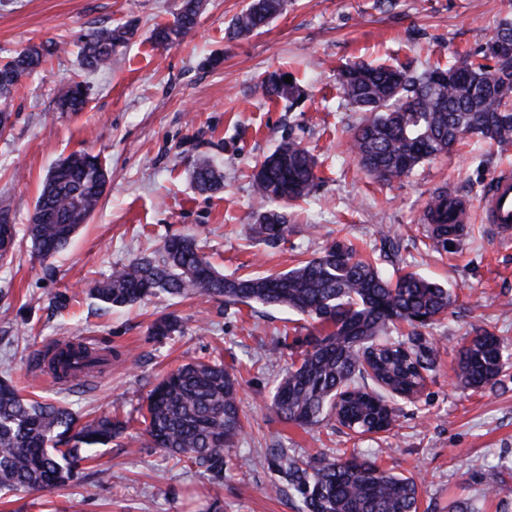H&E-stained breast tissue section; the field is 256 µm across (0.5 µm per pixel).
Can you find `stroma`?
Instances as JSON below:
<instances>
[{"instance_id": "stroma-1", "label": "stroma", "mask_w": 512, "mask_h": 512, "mask_svg": "<svg viewBox=\"0 0 512 512\" xmlns=\"http://www.w3.org/2000/svg\"><path fill=\"white\" fill-rule=\"evenodd\" d=\"M247 2L202 0L193 34L164 49L151 31L171 22L182 0H0V63L50 39L61 46L0 99L10 114L0 134V208L26 224L52 165L78 150L100 155L109 178L92 219L63 252L43 262L25 246L0 264V377L37 400L66 402L80 422L110 415L127 423L120 438L93 450L72 483L2 496L0 512H204L215 497L220 512H302L293 491L271 489L281 481L268 462L273 448L307 460L363 453L417 479L419 512H448L458 498L474 512H512V375L479 391L455 377L458 351L474 329L512 341V243L500 241L481 208L495 172L512 167V145L474 135L408 177L376 180L350 152L364 115L336 86L338 68L352 62L418 72L451 65L512 21V0H286L264 28L228 38ZM126 24L135 34L111 67L87 71L79 38ZM274 72L297 79L299 104L263 95L260 84ZM72 80L89 93L78 114L55 103ZM291 135L316 158L318 180L310 197L288 206L284 240L271 243L252 231L251 175ZM203 157L219 164L223 190H195L191 173ZM443 189L469 200L472 221L460 243L437 251L424 212ZM172 234L196 236L227 275L286 271L342 241L385 275L416 272L438 282L456 301L421 331L438 352L435 373L414 400L397 401L386 432L347 435L329 424L282 421L269 408L272 390L297 358L284 340L305 317L209 297L112 309L88 295L114 265L151 254ZM62 293L70 299L64 311L55 303ZM169 312L182 318L183 334L154 339L152 321ZM70 336L92 337L112 354L111 368L84 388L61 387L35 366ZM214 358L238 378L245 422L224 456L220 488L205 469L147 447L140 410L166 371ZM491 470L500 483L488 497Z\"/></svg>"}]
</instances>
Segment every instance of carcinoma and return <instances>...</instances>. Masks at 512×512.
I'll list each match as a JSON object with an SVG mask.
<instances>
[{
	"instance_id": "obj_1",
	"label": "carcinoma",
	"mask_w": 512,
	"mask_h": 512,
	"mask_svg": "<svg viewBox=\"0 0 512 512\" xmlns=\"http://www.w3.org/2000/svg\"><path fill=\"white\" fill-rule=\"evenodd\" d=\"M284 0H249L228 34L252 33L273 20ZM200 0H182L173 21L156 27L152 40L169 48L195 30ZM134 29L101 27L81 37L82 64L100 69L127 43ZM56 43L28 48L0 65V97L7 98L20 78L30 75ZM342 97L366 114L350 150L360 167L380 180L411 174L426 160L446 154L467 131L499 146L512 144V49L448 68L415 72L392 65L353 64L337 74ZM265 97L292 104L302 90L272 73L261 85ZM86 90L72 82L59 90L64 112L85 109ZM316 162L297 137L282 141L258 165L252 188L259 201L254 231L280 241L288 231L281 204L306 198L316 179ZM193 181L202 191L222 187V175L209 159L200 160ZM100 156L80 151L49 170L26 227L31 251L47 260L64 250L79 227L88 223L107 188ZM464 228L437 224L430 232L436 246L448 249V234ZM90 295L108 308L156 297L207 296L227 305L286 307L309 317L300 358L276 384L271 409L285 422L312 428L331 419L352 434L387 431L395 417L393 401L408 399L434 370L436 354L418 329L428 327L453 303L448 289L417 273L396 280L356 256L338 241L286 272L227 277L220 273L192 235L173 234L148 257L116 265L89 286ZM412 327L408 341H393L402 324ZM183 331L173 313L154 320L151 333L166 339ZM507 341L482 328L459 351L457 376L466 389L495 384L509 367ZM109 362L79 339L64 344L49 364L58 378L91 371ZM237 380L224 364L186 363L166 374L147 394L142 414L150 445L204 467L224 478V451L243 431ZM127 423L110 416L84 425L63 403L23 397L12 381L0 378V491H48L76 476L87 449L120 437ZM270 462L300 495L303 512H417V484L405 476L352 453L303 461L273 448Z\"/></svg>"
}]
</instances>
